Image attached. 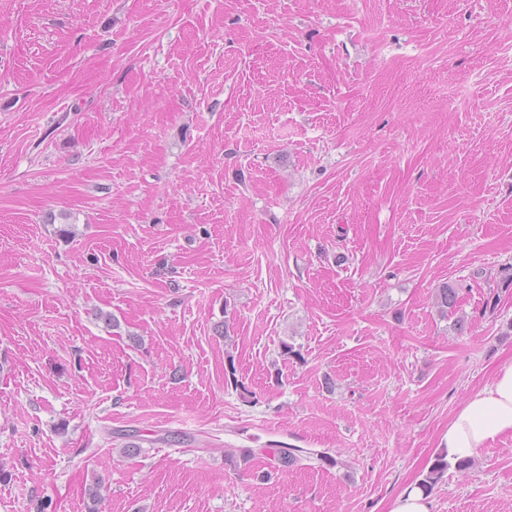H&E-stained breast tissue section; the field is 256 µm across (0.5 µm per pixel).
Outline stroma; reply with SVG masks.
<instances>
[{
    "instance_id": "35a3bbf8",
    "label": "stroma",
    "mask_w": 512,
    "mask_h": 512,
    "mask_svg": "<svg viewBox=\"0 0 512 512\" xmlns=\"http://www.w3.org/2000/svg\"><path fill=\"white\" fill-rule=\"evenodd\" d=\"M509 27L512 0H0V512H88L99 479L98 512H387L421 480L512 364ZM431 498L512 512V437Z\"/></svg>"
}]
</instances>
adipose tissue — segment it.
Returning <instances> with one entry per match:
<instances>
[{"label": "adipose tissue", "mask_w": 512, "mask_h": 512, "mask_svg": "<svg viewBox=\"0 0 512 512\" xmlns=\"http://www.w3.org/2000/svg\"><path fill=\"white\" fill-rule=\"evenodd\" d=\"M505 435H512V365L500 368L472 393L449 421L442 443L453 460L471 459Z\"/></svg>", "instance_id": "adipose-tissue-1"}]
</instances>
